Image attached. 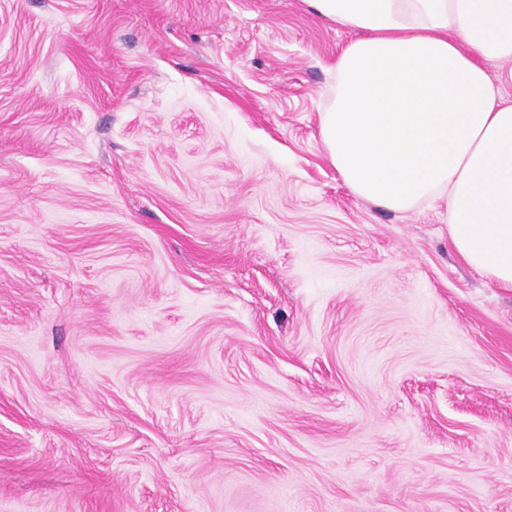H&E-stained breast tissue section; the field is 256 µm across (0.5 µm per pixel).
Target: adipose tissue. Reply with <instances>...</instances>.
<instances>
[{
    "label": "adipose tissue",
    "mask_w": 512,
    "mask_h": 512,
    "mask_svg": "<svg viewBox=\"0 0 512 512\" xmlns=\"http://www.w3.org/2000/svg\"><path fill=\"white\" fill-rule=\"evenodd\" d=\"M355 32L320 114L349 191L393 212L444 204L475 271L512 288V0H306Z\"/></svg>",
    "instance_id": "1"
}]
</instances>
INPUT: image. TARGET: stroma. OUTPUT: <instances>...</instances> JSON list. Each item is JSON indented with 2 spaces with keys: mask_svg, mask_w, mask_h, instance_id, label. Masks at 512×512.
<instances>
[{
  "mask_svg": "<svg viewBox=\"0 0 512 512\" xmlns=\"http://www.w3.org/2000/svg\"><path fill=\"white\" fill-rule=\"evenodd\" d=\"M305 0H0V512H512V288L350 193Z\"/></svg>",
  "mask_w": 512,
  "mask_h": 512,
  "instance_id": "obj_1",
  "label": "stroma"
}]
</instances>
